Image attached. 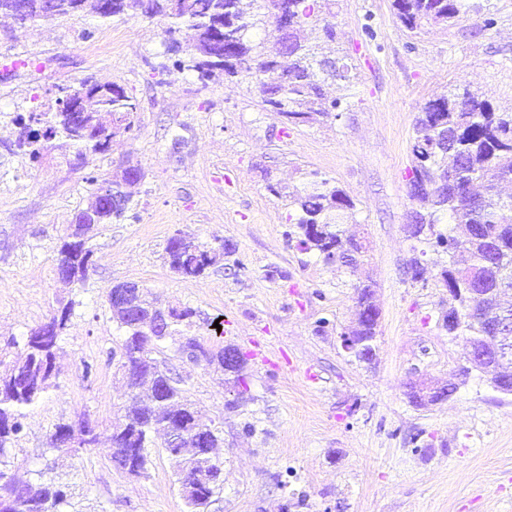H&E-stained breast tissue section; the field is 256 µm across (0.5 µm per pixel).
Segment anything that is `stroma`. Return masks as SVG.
<instances>
[{
  "instance_id": "obj_1",
  "label": "stroma",
  "mask_w": 512,
  "mask_h": 512,
  "mask_svg": "<svg viewBox=\"0 0 512 512\" xmlns=\"http://www.w3.org/2000/svg\"><path fill=\"white\" fill-rule=\"evenodd\" d=\"M467 5L454 23L412 31L392 0H331L350 79L328 96L342 106L327 122L289 129L260 108L255 78L203 82L170 68L161 18L85 14L21 28L0 17V346L74 304L57 386L27 408L12 465L55 479L74 512H186L163 445L142 476L99 449L61 457L49 448L56 425L84 420L105 438L121 422L122 332L107 293L134 282L159 306L193 309L189 333L205 346L246 356L239 398L225 374L186 360L177 342L154 354L221 431L224 491L211 512H512V395L475 370L445 402L418 407L408 397L412 381L453 379L467 355L439 324L448 256L408 232L416 117L456 87L512 110V0ZM87 78L134 97L131 133L103 154L67 148L33 161L7 152L17 115L54 107L57 85ZM129 164L144 174L131 208L95 228L84 284H64L59 249L92 178ZM312 172L356 205L345 230L368 245L357 271L304 250L283 199L267 189H303ZM179 233L235 251L186 278L163 259ZM367 278L381 312L370 364L340 339L354 286Z\"/></svg>"
}]
</instances>
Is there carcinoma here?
<instances>
[{
    "mask_svg": "<svg viewBox=\"0 0 512 512\" xmlns=\"http://www.w3.org/2000/svg\"><path fill=\"white\" fill-rule=\"evenodd\" d=\"M56 16L73 15L90 8L102 22L128 11L146 18L162 16L165 33L179 34L168 50L178 53L175 65L201 80L215 77L250 76L259 84L261 107L277 116H288V124L298 126L333 116L337 100L324 98L326 80H349L348 66L332 55L327 42L334 38V25L315 17L317 0H285L294 18L286 31L277 27V14L263 10L268 0H253L254 10L244 9L242 0H154L151 12L144 0H56ZM394 15L411 31L424 24H446L464 13L463 0H392ZM22 15L23 24L46 21L41 0H0V15ZM315 20L311 36L303 39L297 29ZM272 27L270 45L255 43L250 31ZM76 89L74 84L57 86V108L52 112H32L21 124L16 148L31 159L64 145L109 150L112 140L130 133L138 122V108L123 88L104 84V90L88 97V112L79 122L70 121L62 111L63 98ZM412 144L414 164L409 171V196L417 204L410 214L411 236L433 237L448 255L442 267V287L448 293V310L439 319L448 335L467 336L481 347L492 344L491 322L466 312L480 310L512 292V197L502 198L496 188L512 182V113L498 112L470 90H453L426 102L416 118ZM267 189L285 199L297 213L300 243L316 250L327 260L336 255L349 257L348 266L358 264L367 252L363 240L343 237V225L354 224L355 203L341 189L326 180H313L301 191L282 192L269 184ZM132 192L112 208L105 204L93 209L86 205L69 225L59 255L65 256L66 284L84 282L93 261L90 233L102 224H112L125 216ZM447 216L448 232L437 229L439 214ZM235 252L232 244L209 247L193 237L177 235L169 239L165 258L169 267L183 277H199L224 256ZM355 318L347 328L350 335L369 344L376 341L377 327L372 314V285H355ZM72 312V303L58 308L51 317L32 329L22 340L11 339L7 347L17 349L14 360L0 375V493L10 491L7 512H64L69 505L66 492L52 482L33 483L4 460L7 448L22 429L23 410L33 405L49 389L57 386L54 365L62 334ZM193 311L173 309L171 333L148 336L132 316L115 319L124 331L120 369L127 388L133 391L124 406L125 423L112 429L110 460H120L132 471H144L148 463L151 434L165 435L176 430L181 443L167 448L178 460L177 481L188 512L209 508L224 490V466L198 442L206 437L208 447L221 441L220 430L204 420L201 412L160 370L152 353L168 339H179L178 353L224 368V353L237 351L231 345L218 350L203 346L195 336H184L180 327L189 326ZM150 383V400L137 399V391ZM97 433L88 437L74 434L67 424H58L51 434L50 450L74 455L96 448Z\"/></svg>",
    "mask_w": 512,
    "mask_h": 512,
    "instance_id": "carcinoma-1",
    "label": "carcinoma"
}]
</instances>
